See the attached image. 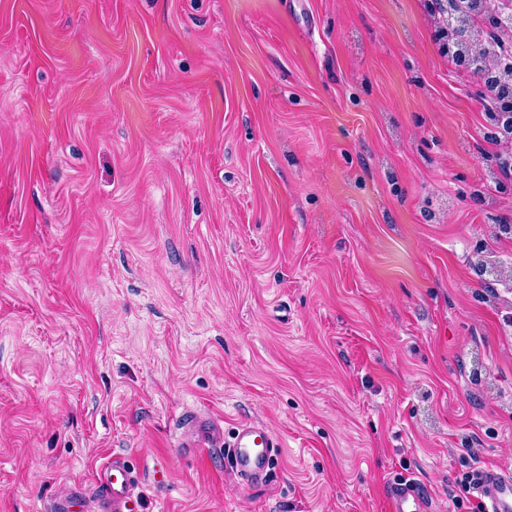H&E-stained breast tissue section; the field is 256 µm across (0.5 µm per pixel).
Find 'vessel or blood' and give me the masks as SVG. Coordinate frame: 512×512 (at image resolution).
Segmentation results:
<instances>
[{"label": "vessel or blood", "instance_id": "1", "mask_svg": "<svg viewBox=\"0 0 512 512\" xmlns=\"http://www.w3.org/2000/svg\"><path fill=\"white\" fill-rule=\"evenodd\" d=\"M192 446L199 455L222 449L227 467L242 483L255 486L270 480L272 463L282 443L263 422L246 420L237 425L232 439H225L220 430L204 432ZM94 482L101 490L98 512H136L133 491L139 477L125 458L117 456L102 464ZM482 489L488 500L487 512H512V477L495 471L485 472ZM386 497L389 512H427V500L415 481L405 478L389 481Z\"/></svg>", "mask_w": 512, "mask_h": 512}]
</instances>
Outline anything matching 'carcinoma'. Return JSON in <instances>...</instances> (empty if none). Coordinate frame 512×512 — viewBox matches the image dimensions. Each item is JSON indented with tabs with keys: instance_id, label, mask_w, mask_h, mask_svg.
I'll return each mask as SVG.
<instances>
[{
	"instance_id": "obj_1",
	"label": "carcinoma",
	"mask_w": 512,
	"mask_h": 512,
	"mask_svg": "<svg viewBox=\"0 0 512 512\" xmlns=\"http://www.w3.org/2000/svg\"><path fill=\"white\" fill-rule=\"evenodd\" d=\"M429 8L448 15L439 29L443 49L480 86L490 119L485 136L512 139V66L501 64L509 50L502 33L512 30V23L491 0H430Z\"/></svg>"
}]
</instances>
